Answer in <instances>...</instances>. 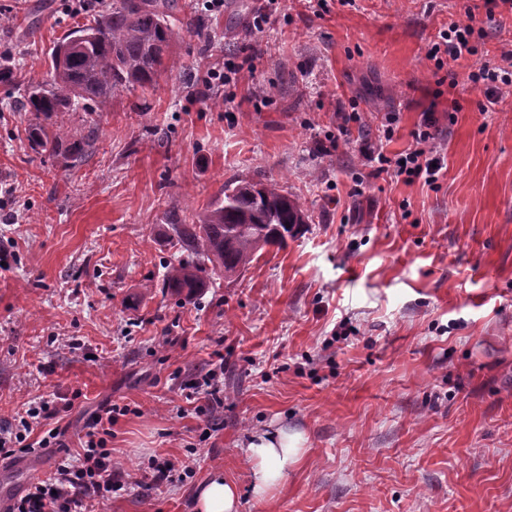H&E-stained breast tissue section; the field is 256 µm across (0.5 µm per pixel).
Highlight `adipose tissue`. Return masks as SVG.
Instances as JSON below:
<instances>
[{
    "instance_id": "1",
    "label": "adipose tissue",
    "mask_w": 512,
    "mask_h": 512,
    "mask_svg": "<svg viewBox=\"0 0 512 512\" xmlns=\"http://www.w3.org/2000/svg\"><path fill=\"white\" fill-rule=\"evenodd\" d=\"M302 434L280 428L253 435L246 455L251 462L249 478L254 493L262 498L270 496L281 484L289 469L303 455ZM237 489L223 475L210 477L197 494L198 512H236Z\"/></svg>"
}]
</instances>
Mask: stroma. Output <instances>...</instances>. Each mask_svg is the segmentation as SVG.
I'll return each mask as SVG.
<instances>
[{"label": "stroma", "instance_id": "35a3bbf8", "mask_svg": "<svg viewBox=\"0 0 512 512\" xmlns=\"http://www.w3.org/2000/svg\"><path fill=\"white\" fill-rule=\"evenodd\" d=\"M176 0L174 61L154 87L49 131L96 136L81 161L31 149L17 108L85 18L78 0H0V424L46 398L65 447L42 468L0 461L16 491L75 457L105 407L126 489L96 512H194L223 472L238 512H512V93L489 111L468 75L500 64L512 9L485 0ZM478 53L436 64L450 22ZM249 68L219 83L231 62ZM487 104V103H486ZM360 122L331 147L337 115ZM433 113L445 167L434 185L372 177L365 141L413 147ZM274 181L312 215L287 247L239 276L206 271L183 301L161 286L180 257L168 216L195 219L225 185ZM223 366L221 404L186 386ZM285 427L307 438L272 498L253 493L244 448ZM193 477L142 492L153 458Z\"/></svg>", "mask_w": 512, "mask_h": 512}]
</instances>
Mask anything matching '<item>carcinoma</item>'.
Wrapping results in <instances>:
<instances>
[{"label":"carcinoma","instance_id":"carcinoma-1","mask_svg":"<svg viewBox=\"0 0 512 512\" xmlns=\"http://www.w3.org/2000/svg\"><path fill=\"white\" fill-rule=\"evenodd\" d=\"M170 0H112V7L90 14L89 23L69 30L51 57L50 78L33 85L20 105L49 121L59 112H100L121 89L155 85L178 33L168 17ZM31 148L75 160L80 143L63 129L48 134L36 123L28 128ZM311 220L309 210L272 182L224 186L191 224L170 217L173 239L187 258L169 263L163 287L188 298L206 281V265L239 275L259 250L283 248L301 235Z\"/></svg>","mask_w":512,"mask_h":512}]
</instances>
